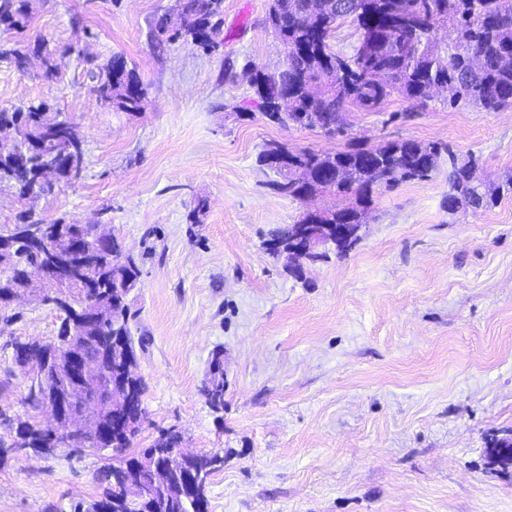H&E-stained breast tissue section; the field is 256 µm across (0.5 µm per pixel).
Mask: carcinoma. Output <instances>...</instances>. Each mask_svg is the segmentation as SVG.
<instances>
[{
    "label": "carcinoma",
    "mask_w": 512,
    "mask_h": 512,
    "mask_svg": "<svg viewBox=\"0 0 512 512\" xmlns=\"http://www.w3.org/2000/svg\"><path fill=\"white\" fill-rule=\"evenodd\" d=\"M322 8L311 12L307 0H272L268 22L286 49L285 66L274 73L259 68L249 71V83L256 95V107L272 123L292 122L303 127L319 126L333 131L343 126L340 113L354 105L373 112L394 94L407 101L423 103L429 89L438 84L448 85V102H461L495 111L512 105V64L503 59L512 56V0H322ZM34 10V0H0V32L21 33L27 27ZM223 11V0H184L180 18L182 28L173 29L169 20L157 23L158 32L175 41L191 40L202 50L213 47V41L198 38L202 25L215 28L213 19ZM350 22L358 32V44L350 54L334 49L336 29ZM446 25L456 31L450 43L432 37L434 29ZM93 90L105 103L127 112L139 111L146 100V88L136 72L127 68L121 58L96 66ZM0 115L13 118L26 127L36 128L49 123L60 113L46 101L30 102L10 111L0 109ZM85 138L81 128L72 123L44 138V153L51 155L67 148L68 142ZM441 147L434 142L411 138L389 141L377 148L318 152L297 150L295 159L307 163L308 177L315 178L326 167H341V179L322 188L324 192L343 196L349 203L332 205L330 211H350V220L357 218L355 209L366 208L381 185L393 187L402 182L423 180L435 170ZM270 147L258 155L261 167L273 169L279 176L276 189L296 200L305 196L304 184L291 178L292 169L272 167ZM11 148L0 147V187L5 186L19 197L30 190L28 171L8 164ZM472 161L452 162L448 182V210L458 206L486 209L498 204L506 194H512V174L498 182L485 184L476 176ZM390 177L383 183L380 178ZM85 275L99 279L112 293V284L120 282L129 293L140 285V269L135 260L124 253L120 244L112 246V263L108 267L96 263ZM129 315H107L97 325L88 341V352L106 353L108 365L116 367L120 355L112 352V337H126V346L135 347L128 326ZM212 395L207 397L215 410L224 408V368L220 356H215L210 370ZM144 385L136 380L128 404L114 409V416L131 415L143 418ZM27 443L39 449L41 432L38 423L14 419ZM179 437L163 435L140 456L161 467L168 481L179 476L180 468L168 465L171 450ZM203 483L224 465V456L215 452L200 459ZM108 487L93 506L109 505L112 497L128 494L126 470L106 472ZM142 483L152 494L144 499L125 500L126 512H201L209 505L203 495L193 499H178L163 494L155 471H146Z\"/></svg>",
    "instance_id": "obj_1"
}]
</instances>
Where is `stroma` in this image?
<instances>
[{
  "label": "stroma",
  "mask_w": 512,
  "mask_h": 512,
  "mask_svg": "<svg viewBox=\"0 0 512 512\" xmlns=\"http://www.w3.org/2000/svg\"><path fill=\"white\" fill-rule=\"evenodd\" d=\"M176 5L37 0L23 32L0 33L24 53L47 40L59 69L48 80L0 58V109L47 100L85 133L82 178L36 199L35 213L109 225L141 270L128 303L145 415L131 452L171 432L181 452L223 455L209 512H512V469L486 459L487 438L512 430V196L448 212L440 158L427 179L377 190L362 241L298 277L264 242L337 198L284 196L256 162L273 141L334 152L412 138L477 157L493 181L512 170V106L395 95L376 112L349 107L332 135L274 125L245 75L283 63L271 0H224L208 52L155 35ZM74 45L99 64L123 56L147 89L143 109L101 103ZM61 318L27 297L0 307L1 410L28 413L15 341H52ZM217 356L219 411L203 394ZM118 462L108 450L17 453L0 461V512H75Z\"/></svg>",
  "instance_id": "1"
}]
</instances>
